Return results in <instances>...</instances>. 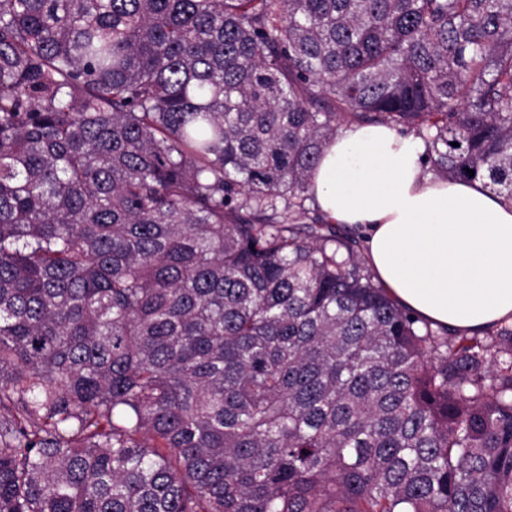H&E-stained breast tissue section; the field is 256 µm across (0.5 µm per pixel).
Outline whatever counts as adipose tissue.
Masks as SVG:
<instances>
[{"mask_svg":"<svg viewBox=\"0 0 512 512\" xmlns=\"http://www.w3.org/2000/svg\"><path fill=\"white\" fill-rule=\"evenodd\" d=\"M423 153L386 125L341 131L312 173L319 209L362 226L376 281L412 316L467 336L512 323V203L426 175Z\"/></svg>","mask_w":512,"mask_h":512,"instance_id":"1","label":"adipose tissue"}]
</instances>
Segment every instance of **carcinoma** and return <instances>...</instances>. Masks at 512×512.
Masks as SVG:
<instances>
[{
    "instance_id": "carcinoma-1",
    "label": "carcinoma",
    "mask_w": 512,
    "mask_h": 512,
    "mask_svg": "<svg viewBox=\"0 0 512 512\" xmlns=\"http://www.w3.org/2000/svg\"><path fill=\"white\" fill-rule=\"evenodd\" d=\"M346 121L512 202V0H0V512H512V329L309 216Z\"/></svg>"
}]
</instances>
